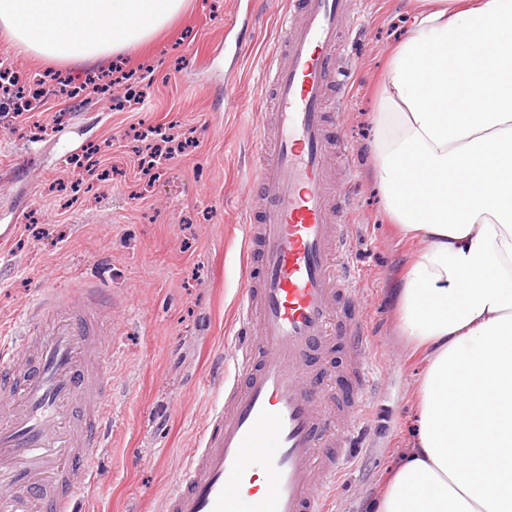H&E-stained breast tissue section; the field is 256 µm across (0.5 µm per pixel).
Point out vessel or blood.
<instances>
[{"label":"vessel or blood","instance_id":"vessel-or-blood-1","mask_svg":"<svg viewBox=\"0 0 512 512\" xmlns=\"http://www.w3.org/2000/svg\"><path fill=\"white\" fill-rule=\"evenodd\" d=\"M348 2L290 0L274 40L270 80L253 104L273 114L259 128L253 170L263 206L245 214L236 375L168 488L165 512H328L366 419V310L341 328L332 319L355 294L345 213L327 201L336 154L323 112ZM103 294L92 283L66 298L40 290L22 332L0 335V512H83L71 474L92 477L112 425V345L89 344ZM335 342L359 363L341 416L319 409L310 369Z\"/></svg>","mask_w":512,"mask_h":512}]
</instances>
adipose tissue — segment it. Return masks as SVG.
<instances>
[{
    "mask_svg": "<svg viewBox=\"0 0 512 512\" xmlns=\"http://www.w3.org/2000/svg\"><path fill=\"white\" fill-rule=\"evenodd\" d=\"M188 0H0L46 62L151 41ZM401 238L400 326L423 352L409 449L368 512H512V0H421L370 145Z\"/></svg>",
    "mask_w": 512,
    "mask_h": 512,
    "instance_id": "ef3b65f1",
    "label": "adipose tissue"
}]
</instances>
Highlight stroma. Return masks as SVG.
<instances>
[{
  "instance_id": "obj_1",
  "label": "stroma",
  "mask_w": 512,
  "mask_h": 512,
  "mask_svg": "<svg viewBox=\"0 0 512 512\" xmlns=\"http://www.w3.org/2000/svg\"><path fill=\"white\" fill-rule=\"evenodd\" d=\"M288 0H192L152 43L100 62L46 63L0 42V58L37 79L54 71L84 82L120 67L116 95H48L37 111L0 113V330L36 292L95 282L110 292L100 333L111 337L112 438L83 483L88 512H164L165 493L224 402L205 378L227 372L233 314L244 281L243 222L266 82L264 54ZM356 22L336 54L351 90L327 103L347 150L336 165L353 242L349 265L363 293L375 353L368 369L370 445L336 483L330 512H365L409 446L422 362L402 336L398 290L417 247L383 214L368 143L386 60L408 33L407 0H352ZM192 127L197 143L139 177L134 131ZM96 150L101 178L77 163Z\"/></svg>"
}]
</instances>
